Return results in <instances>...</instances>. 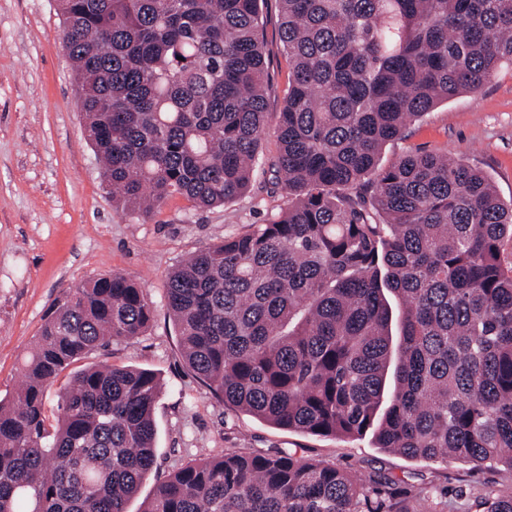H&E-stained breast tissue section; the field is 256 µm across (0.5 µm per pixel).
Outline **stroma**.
Returning <instances> with one entry per match:
<instances>
[{"label":"stroma","instance_id":"35a3bbf8","mask_svg":"<svg viewBox=\"0 0 512 512\" xmlns=\"http://www.w3.org/2000/svg\"><path fill=\"white\" fill-rule=\"evenodd\" d=\"M269 112L288 89L279 42V0H263ZM438 150L484 170L503 201L512 200V69L480 93L440 103L383 150L382 163L416 149ZM287 200L268 174L224 207L202 210L175 196L149 219L122 212L103 182L83 134L77 84L62 47L54 0H0V397L23 378L24 358L43 317L64 291L90 278L125 274L155 310L147 332L94 354L132 365L162 382L155 407L156 465L127 512H139L156 485L203 456L286 450L349 471L362 481L385 476L430 492V512H480L482 497L502 491L492 470L457 459H410L371 437L312 436L284 429L218 401L185 364L169 316V272L208 244L248 233Z\"/></svg>","mask_w":512,"mask_h":512}]
</instances>
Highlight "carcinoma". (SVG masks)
<instances>
[{"instance_id": "1", "label": "carcinoma", "mask_w": 512, "mask_h": 512, "mask_svg": "<svg viewBox=\"0 0 512 512\" xmlns=\"http://www.w3.org/2000/svg\"><path fill=\"white\" fill-rule=\"evenodd\" d=\"M112 199L245 194L268 130L288 207L168 275L188 367L224 404L317 436L372 435L512 484V202L459 158L383 147L512 67V0H279L288 95L270 124L258 0H55ZM153 320L121 273L57 298L0 398V512H127L156 464L151 370L80 364ZM72 369L46 423L45 388ZM290 452L187 464L143 512H424ZM512 512V489L481 502Z\"/></svg>"}]
</instances>
